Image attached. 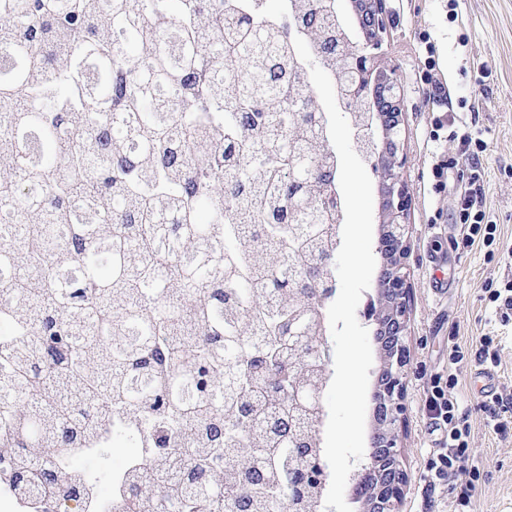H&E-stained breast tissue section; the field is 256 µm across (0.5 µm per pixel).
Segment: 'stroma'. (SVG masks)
<instances>
[{
    "label": "stroma",
    "mask_w": 512,
    "mask_h": 512,
    "mask_svg": "<svg viewBox=\"0 0 512 512\" xmlns=\"http://www.w3.org/2000/svg\"><path fill=\"white\" fill-rule=\"evenodd\" d=\"M383 49L396 66L404 99L403 178L412 205L409 264L411 310L407 343V414L400 429L401 453L410 482L400 512H420V476L428 458L442 445L441 432L430 431L423 412L424 390L448 386V342L469 346L478 336L499 341L494 390L512 391V320L501 321L482 287L501 284L504 270L488 260L487 249L474 244L454 249L463 226L457 192L467 164L451 126L434 129L437 106L423 83L422 39L436 49L439 76L448 85L460 122L469 123L486 144L483 201L486 218L498 224L501 240L512 244V0H389ZM439 141H432L431 131ZM447 169L445 186H437L433 171ZM472 370L458 376L455 392L469 409L474 459L482 471L472 481L459 472L460 484L475 482L471 512H512V436L488 432L476 409L481 399Z\"/></svg>",
    "instance_id": "stroma-1"
}]
</instances>
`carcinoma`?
Returning <instances> with one entry per match:
<instances>
[{"label": "carcinoma", "mask_w": 512, "mask_h": 512, "mask_svg": "<svg viewBox=\"0 0 512 512\" xmlns=\"http://www.w3.org/2000/svg\"><path fill=\"white\" fill-rule=\"evenodd\" d=\"M297 28L335 68L336 0H300ZM0 443L13 487L53 505L89 489L61 468L107 443L132 512H317L320 352L288 331L336 288V173L310 65L263 0H0ZM205 158L204 173H191ZM26 179L43 205L20 195Z\"/></svg>", "instance_id": "obj_1"}]
</instances>
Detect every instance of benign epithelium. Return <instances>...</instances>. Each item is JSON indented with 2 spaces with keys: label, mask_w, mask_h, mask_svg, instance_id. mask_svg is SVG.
Instances as JSON below:
<instances>
[{
  "label": "benign epithelium",
  "mask_w": 512,
  "mask_h": 512,
  "mask_svg": "<svg viewBox=\"0 0 512 512\" xmlns=\"http://www.w3.org/2000/svg\"><path fill=\"white\" fill-rule=\"evenodd\" d=\"M353 10L359 27L371 36L347 51L341 64L352 75L365 106L375 109L370 162L378 174L381 190L382 232L376 251L384 260L378 275V305L367 312L376 324L383 351V366L372 395L374 405L379 407L377 433L371 442L368 461L353 483L358 489L354 499L361 502L362 512H398L409 481L399 436L406 414L411 274L407 245L411 198L401 175L406 163L401 139L404 103L397 71L383 62L379 53L385 30L386 0H353Z\"/></svg>",
  "instance_id": "obj_1"
}]
</instances>
